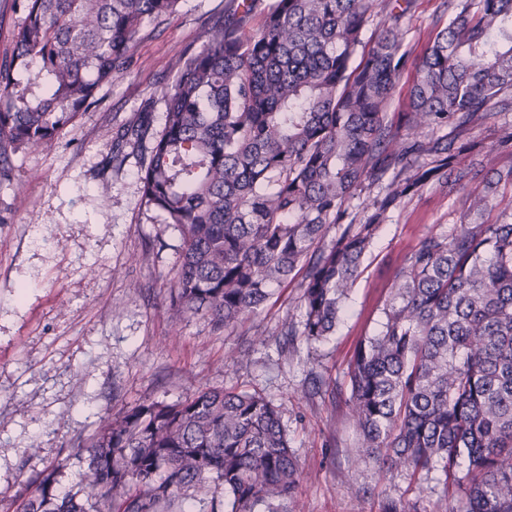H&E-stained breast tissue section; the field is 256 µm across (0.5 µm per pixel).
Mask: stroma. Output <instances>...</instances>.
Here are the masks:
<instances>
[{
    "label": "stroma",
    "instance_id": "35a3bbf8",
    "mask_svg": "<svg viewBox=\"0 0 512 512\" xmlns=\"http://www.w3.org/2000/svg\"><path fill=\"white\" fill-rule=\"evenodd\" d=\"M225 2L180 0L140 31L130 69L100 87L51 148L12 157V179L0 185V512L31 474L61 459L58 493L85 488L77 445L102 416L204 388L257 390L278 407L301 476L276 512H383L389 502L400 512L448 510L434 481L380 474L358 447L346 372L359 336L379 328L394 259L457 224L463 191L428 186L391 212L323 342L280 334L283 321L304 316L300 270L243 323L218 329L206 315L174 313L183 236L144 204L140 151L125 147L122 167L113 166L112 135L146 105L161 134L179 57L199 48ZM450 16L446 0H416L404 37L412 56ZM34 443L40 451L28 455Z\"/></svg>",
    "mask_w": 512,
    "mask_h": 512
}]
</instances>
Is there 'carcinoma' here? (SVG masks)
<instances>
[{"instance_id": "obj_1", "label": "carcinoma", "mask_w": 512, "mask_h": 512, "mask_svg": "<svg viewBox=\"0 0 512 512\" xmlns=\"http://www.w3.org/2000/svg\"><path fill=\"white\" fill-rule=\"evenodd\" d=\"M14 60L0 66V182L11 157L51 147L97 89L130 67L136 38L180 0H19ZM164 93V127L139 182L145 205L183 233L177 312L217 326L258 313L272 285L305 268L304 319L282 335H330L362 258L403 198L430 183L482 177L452 232L430 231L395 266L381 329L347 368L346 404L385 471L436 474L459 512H512V162L491 148L482 169L456 165L464 139L512 108V0H448L452 16L411 58L414 0H231ZM370 49L358 53L367 26ZM414 67L406 109L389 118ZM115 133L139 144L150 109ZM383 185L363 216L345 203ZM334 239L323 245L330 231ZM90 493L60 495L51 465L27 480L13 512H171L181 497L224 487L231 512L292 499L300 465L280 412L259 392L201 389L101 418L78 445Z\"/></svg>"}]
</instances>
